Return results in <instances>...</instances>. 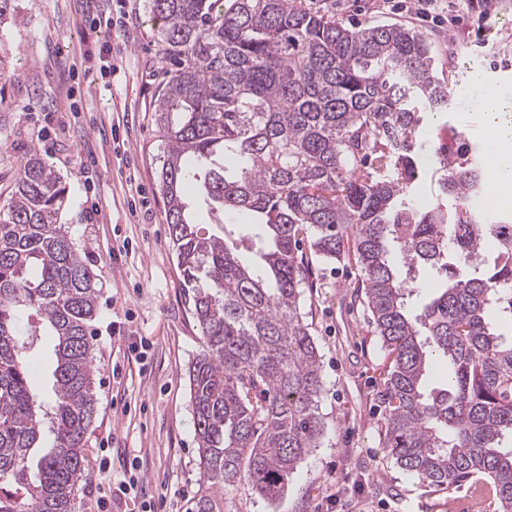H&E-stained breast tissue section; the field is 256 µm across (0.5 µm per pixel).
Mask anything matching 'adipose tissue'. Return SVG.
I'll return each mask as SVG.
<instances>
[{
    "label": "adipose tissue",
    "mask_w": 512,
    "mask_h": 512,
    "mask_svg": "<svg viewBox=\"0 0 512 512\" xmlns=\"http://www.w3.org/2000/svg\"><path fill=\"white\" fill-rule=\"evenodd\" d=\"M489 196L492 203L512 204V124L503 123L496 113H488L486 121Z\"/></svg>",
    "instance_id": "1"
}]
</instances>
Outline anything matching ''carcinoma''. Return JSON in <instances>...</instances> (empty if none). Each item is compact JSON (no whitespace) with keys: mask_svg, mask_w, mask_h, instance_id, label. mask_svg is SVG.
Here are the masks:
<instances>
[{"mask_svg":"<svg viewBox=\"0 0 512 512\" xmlns=\"http://www.w3.org/2000/svg\"><path fill=\"white\" fill-rule=\"evenodd\" d=\"M149 9L175 66L152 112L169 235L203 339L189 379L206 482L274 502L318 446L322 366L300 310L310 253L364 271L363 307L392 355L382 447L436 488L483 476L511 508L512 241L470 262L485 236L468 200L485 169L433 158L419 137L451 103L424 36L349 28L303 0ZM435 163L439 194L422 209L416 187ZM65 193L32 147L0 203V512H74L88 476L97 282L60 223ZM253 237L263 246L248 256ZM420 267L443 283L412 315ZM43 336L49 403L26 371Z\"/></svg>","mask_w":512,"mask_h":512,"instance_id":"1","label":"carcinoma"}]
</instances>
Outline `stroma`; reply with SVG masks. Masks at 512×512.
Wrapping results in <instances>:
<instances>
[{"label": "stroma", "mask_w": 512, "mask_h": 512, "mask_svg": "<svg viewBox=\"0 0 512 512\" xmlns=\"http://www.w3.org/2000/svg\"><path fill=\"white\" fill-rule=\"evenodd\" d=\"M149 0H99L98 13L121 14L107 34L116 73L99 74L98 44L83 37L84 0H15L0 27L9 79L0 80V193L14 184L29 147L66 186L61 215L98 283L91 341L98 410L85 438L88 476L75 512H100L109 478L138 459L151 512H190L209 497L213 512H454L474 487L427 486L381 446L376 393L390 357L357 297L354 260L313 258L301 312L321 356L323 432L285 494L270 502L244 487L221 491L197 465L188 368L202 335L166 223L159 185L164 145L152 104L165 63ZM329 3L348 26L404 24L431 44L453 90L448 121L420 138L462 162L482 153L485 68L512 65V5L507 0H447L453 20L420 18L417 0H306Z\"/></svg>", "instance_id": "1"}]
</instances>
